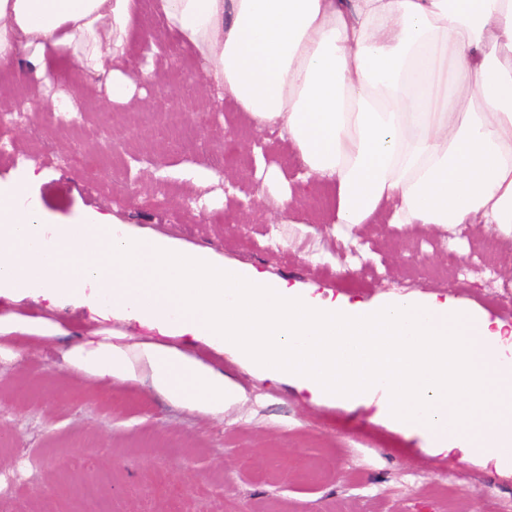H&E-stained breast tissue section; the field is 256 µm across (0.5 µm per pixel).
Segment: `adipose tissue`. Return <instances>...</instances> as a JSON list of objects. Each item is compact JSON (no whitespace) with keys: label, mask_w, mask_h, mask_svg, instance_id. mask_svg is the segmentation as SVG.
Wrapping results in <instances>:
<instances>
[{"label":"adipose tissue","mask_w":512,"mask_h":512,"mask_svg":"<svg viewBox=\"0 0 512 512\" xmlns=\"http://www.w3.org/2000/svg\"><path fill=\"white\" fill-rule=\"evenodd\" d=\"M169 32L255 129L279 128L304 179L335 189L331 221L357 229L484 224L512 236V0H158ZM138 0H0V66L104 78L122 66ZM456 71L469 93L448 91ZM77 371L146 377L172 405L212 415L240 399L187 354L103 338L67 352Z\"/></svg>","instance_id":"1"}]
</instances>
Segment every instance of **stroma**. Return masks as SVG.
Segmentation results:
<instances>
[{"mask_svg":"<svg viewBox=\"0 0 512 512\" xmlns=\"http://www.w3.org/2000/svg\"><path fill=\"white\" fill-rule=\"evenodd\" d=\"M142 39L125 71L151 57L152 83L130 103L108 102L100 83L48 73L54 85L83 87L78 124L48 112H24L0 125V181L27 164L43 171L28 188L55 222L94 210L141 235L284 279L323 300L365 306L409 295L450 299L476 316L512 325L499 301L497 268L512 265V236L466 229L366 224L352 237L324 221L314 187L290 223L277 221L262 171L294 170L280 135L267 154H250L255 132L223 90L189 94L198 73L189 50L144 7ZM123 142L109 144L101 113ZM258 196L243 219L237 202ZM15 313L57 324L58 336L0 335V512H469L459 492L474 490L480 512L512 503V470L495 455L449 457L424 433L394 424L382 394L351 403L311 401L296 385L246 367L231 351L192 335L164 336L133 320H96L89 305L60 295L13 301ZM115 344L178 348L223 372L240 401L215 417L170 404L148 381H106L72 369L71 345L94 331ZM111 470L112 482L98 475ZM455 491L453 502L439 494Z\"/></svg>","mask_w":512,"mask_h":512,"instance_id":"35a3bbf8","label":"stroma"}]
</instances>
